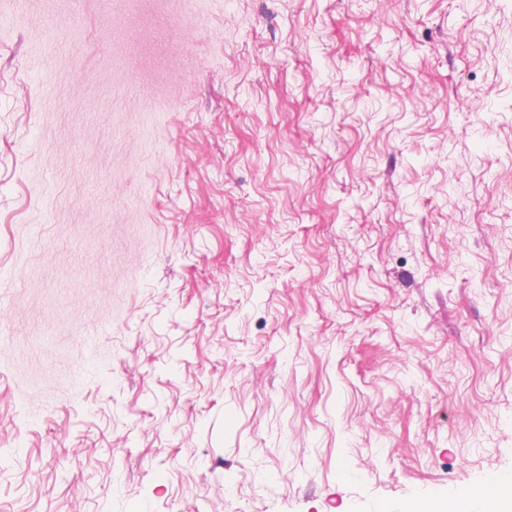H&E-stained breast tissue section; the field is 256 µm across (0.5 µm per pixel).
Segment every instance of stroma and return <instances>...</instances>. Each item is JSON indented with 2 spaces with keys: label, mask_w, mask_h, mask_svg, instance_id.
<instances>
[{
  "label": "stroma",
  "mask_w": 512,
  "mask_h": 512,
  "mask_svg": "<svg viewBox=\"0 0 512 512\" xmlns=\"http://www.w3.org/2000/svg\"><path fill=\"white\" fill-rule=\"evenodd\" d=\"M0 10V512L512 474V0Z\"/></svg>",
  "instance_id": "stroma-1"
}]
</instances>
